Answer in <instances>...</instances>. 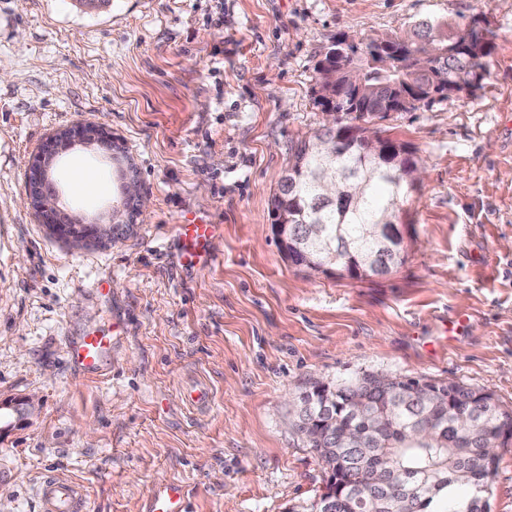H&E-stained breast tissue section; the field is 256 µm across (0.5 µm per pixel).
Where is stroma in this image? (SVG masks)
<instances>
[{"label": "stroma", "mask_w": 512, "mask_h": 512, "mask_svg": "<svg viewBox=\"0 0 512 512\" xmlns=\"http://www.w3.org/2000/svg\"><path fill=\"white\" fill-rule=\"evenodd\" d=\"M477 16L495 33L479 88L374 124L421 167L403 264L352 279L289 262L271 197L325 122L328 48ZM79 120L120 150L79 144L56 164L68 213L110 222L129 164L149 198L112 245L70 246L24 200L31 153ZM77 163L97 193L75 192ZM194 218L219 226L205 270L174 234ZM93 330L112 351L88 378L66 343ZM375 372L512 410V0H0V402H35L0 435L9 512H39L50 475L83 486L92 512H143L162 481L191 512L309 504L327 472L297 397ZM202 383L214 402L191 409ZM497 456L491 512H512V445Z\"/></svg>", "instance_id": "obj_1"}]
</instances>
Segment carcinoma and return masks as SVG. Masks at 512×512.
Here are the masks:
<instances>
[{"instance_id":"1","label":"carcinoma","mask_w":512,"mask_h":512,"mask_svg":"<svg viewBox=\"0 0 512 512\" xmlns=\"http://www.w3.org/2000/svg\"><path fill=\"white\" fill-rule=\"evenodd\" d=\"M447 24L422 20L414 25L413 50L400 57L381 54L374 40L356 45L362 70L342 79L331 107L337 125L361 128V123L385 118L390 99L407 96L403 112L418 109L419 92L439 79L452 86L468 83L476 68H484L494 32L485 28L481 55L446 52L414 57L419 45L437 43ZM397 164L386 173L367 152L349 148L330 162L336 198L327 197L319 181L324 159L298 146L288 168L290 188L272 196L271 213H288V235L311 252L312 269L334 252L344 263L371 265L369 275H388L404 262L403 248L391 240L390 221L402 213L408 198L405 184L413 161L399 144ZM365 403L358 415L352 404ZM313 424L317 437L307 444L327 467L336 466L342 497L334 512H487L478 489L489 486L496 467L490 454L497 431L512 428V411L492 396L456 382L395 377L384 386L367 373L340 385L316 382L300 397L297 429ZM423 428L431 439L414 434ZM388 460L389 471L377 477L371 463Z\"/></svg>"}]
</instances>
